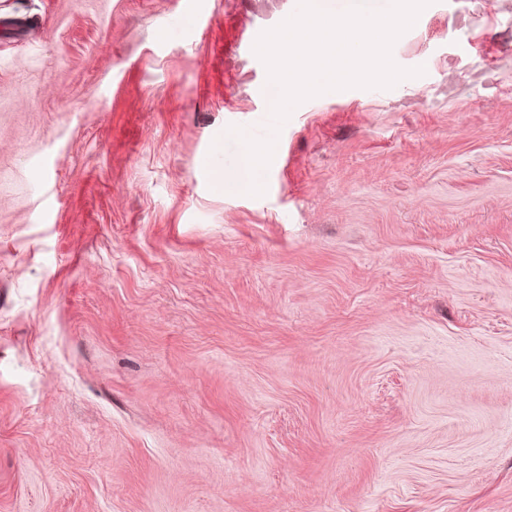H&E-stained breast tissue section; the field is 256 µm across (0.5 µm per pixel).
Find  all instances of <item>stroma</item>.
<instances>
[{
    "instance_id": "1",
    "label": "stroma",
    "mask_w": 512,
    "mask_h": 512,
    "mask_svg": "<svg viewBox=\"0 0 512 512\" xmlns=\"http://www.w3.org/2000/svg\"><path fill=\"white\" fill-rule=\"evenodd\" d=\"M297 3L0 0V512H512V0L275 136Z\"/></svg>"
}]
</instances>
